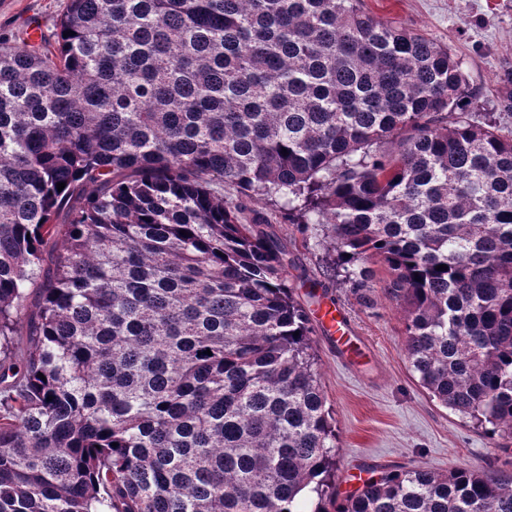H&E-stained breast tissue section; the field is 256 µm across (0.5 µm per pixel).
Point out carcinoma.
I'll return each mask as SVG.
<instances>
[{
	"label": "carcinoma",
	"instance_id": "1",
	"mask_svg": "<svg viewBox=\"0 0 512 512\" xmlns=\"http://www.w3.org/2000/svg\"><path fill=\"white\" fill-rule=\"evenodd\" d=\"M56 29L0 39V512H512L468 467L339 496L275 228L363 297L383 264L420 385L512 437V130L448 47L361 0H67Z\"/></svg>",
	"mask_w": 512,
	"mask_h": 512
}]
</instances>
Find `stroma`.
Instances as JSON below:
<instances>
[{"mask_svg":"<svg viewBox=\"0 0 512 512\" xmlns=\"http://www.w3.org/2000/svg\"><path fill=\"white\" fill-rule=\"evenodd\" d=\"M365 11L396 19L448 46L475 95L476 114L500 112L496 77L512 67V0H363ZM66 0H0V36L39 43L51 35ZM366 297L330 283L329 295L351 329L348 349L322 332L313 346L321 385L336 418L340 493L355 491L368 469L472 466L512 473V438H489L429 398L404 350L402 322L384 292L388 273L373 267Z\"/></svg>","mask_w":512,"mask_h":512,"instance_id":"stroma-1","label":"stroma"}]
</instances>
